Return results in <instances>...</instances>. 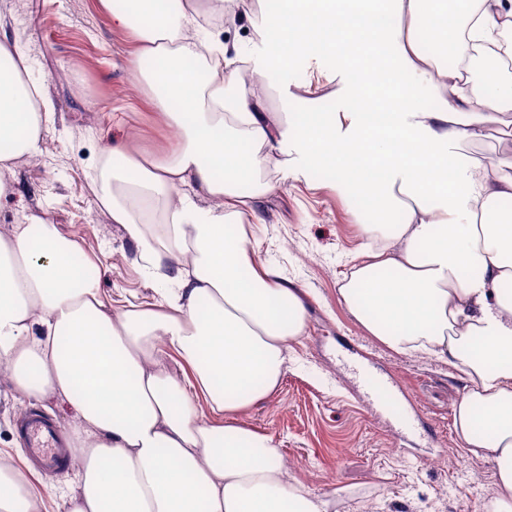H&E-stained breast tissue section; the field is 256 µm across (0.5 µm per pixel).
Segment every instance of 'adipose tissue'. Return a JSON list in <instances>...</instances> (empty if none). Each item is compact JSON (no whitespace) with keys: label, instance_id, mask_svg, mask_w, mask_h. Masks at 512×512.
I'll list each match as a JSON object with an SVG mask.
<instances>
[{"label":"adipose tissue","instance_id":"adipose-tissue-1","mask_svg":"<svg viewBox=\"0 0 512 512\" xmlns=\"http://www.w3.org/2000/svg\"><path fill=\"white\" fill-rule=\"evenodd\" d=\"M264 52L203 33L223 0H99L137 41L136 86L179 129L151 156L122 141L98 167L101 202L165 290L116 308L93 261L50 220L0 235V366L13 400L63 399L74 423L62 512H330L285 480L273 439L238 420L278 386L306 331L302 289L261 261L243 217L272 188L256 175L284 144L291 175L317 168L377 223L340 289L350 313L399 352L459 368L456 436L495 467L486 512H512V177L472 154L491 115L512 123V0H261ZM332 59L336 87L304 83L331 112L300 127L265 112L293 54ZM459 62L448 65L449 55ZM152 58L153 68L142 66ZM27 58L0 40V196L43 149L53 106ZM253 184L243 193L242 184ZM176 357L180 369L167 364ZM211 420H199L198 399ZM51 485L0 466V512H43Z\"/></svg>","mask_w":512,"mask_h":512}]
</instances>
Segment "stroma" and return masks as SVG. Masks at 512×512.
Returning a JSON list of instances; mask_svg holds the SVG:
<instances>
[{"label":"stroma","mask_w":512,"mask_h":512,"mask_svg":"<svg viewBox=\"0 0 512 512\" xmlns=\"http://www.w3.org/2000/svg\"><path fill=\"white\" fill-rule=\"evenodd\" d=\"M236 23L210 28L220 40L239 39L260 51L259 0ZM14 41L30 74L51 100L54 117L43 135L50 150L18 161L11 191L0 197V227L49 219L93 258L108 300L131 295L154 302L158 288L134 261L136 248L96 200L89 176L105 145L135 134L140 149L164 154L175 128L161 125L147 98L132 87L129 62L137 42L112 25L99 0H0V39ZM329 59H294L268 87V112L285 124L307 113L330 111L329 100L306 101L289 87L324 80ZM67 80H55L56 71ZM274 186L259 210L252 236L262 259L307 294L305 336L293 343L280 382L263 402L241 413L246 427L273 437L288 478L314 493H330L334 512H476L495 492V469L462 448L454 410L468 381L459 371L422 353H397L370 336L339 294L357 254L369 213L335 189L332 170L294 179L271 167ZM376 370L411 418L415 434H401L388 416L375 414L360 393L354 364ZM0 384V449L20 448L17 424L30 409L68 429L71 416L57 398L23 402L5 397ZM439 458L438 466L426 459Z\"/></svg>","instance_id":"35a3bbf8"}]
</instances>
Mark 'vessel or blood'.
<instances>
[{
    "mask_svg": "<svg viewBox=\"0 0 512 512\" xmlns=\"http://www.w3.org/2000/svg\"><path fill=\"white\" fill-rule=\"evenodd\" d=\"M360 387L372 409L392 412L401 431L412 433L416 425L402 408L394 405L384 378L361 370L357 373ZM20 440L27 449L29 463L45 474H58L67 467L68 449L59 426L41 411L27 413L17 426Z\"/></svg>",
    "mask_w": 512,
    "mask_h": 512,
    "instance_id": "b4317fda",
    "label": "vessel or blood"
}]
</instances>
